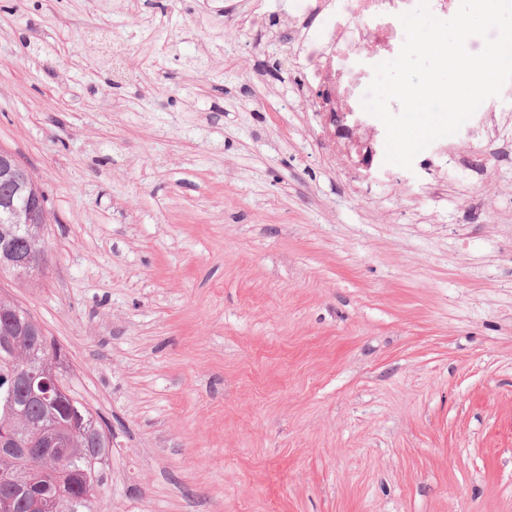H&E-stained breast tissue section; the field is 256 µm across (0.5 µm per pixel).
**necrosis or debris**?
<instances>
[{
  "label": "necrosis or debris",
  "mask_w": 512,
  "mask_h": 512,
  "mask_svg": "<svg viewBox=\"0 0 512 512\" xmlns=\"http://www.w3.org/2000/svg\"><path fill=\"white\" fill-rule=\"evenodd\" d=\"M418 0H289L310 111L322 113L358 179L374 175L375 125L361 116L373 65L397 54L404 41L400 13Z\"/></svg>",
  "instance_id": "4bbe7bcc"
}]
</instances>
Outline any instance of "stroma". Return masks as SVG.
<instances>
[{
    "mask_svg": "<svg viewBox=\"0 0 512 512\" xmlns=\"http://www.w3.org/2000/svg\"><path fill=\"white\" fill-rule=\"evenodd\" d=\"M224 2L0 0L51 245L0 297L112 429L98 512H512V112L358 183Z\"/></svg>",
    "mask_w": 512,
    "mask_h": 512,
    "instance_id": "1",
    "label": "stroma"
}]
</instances>
